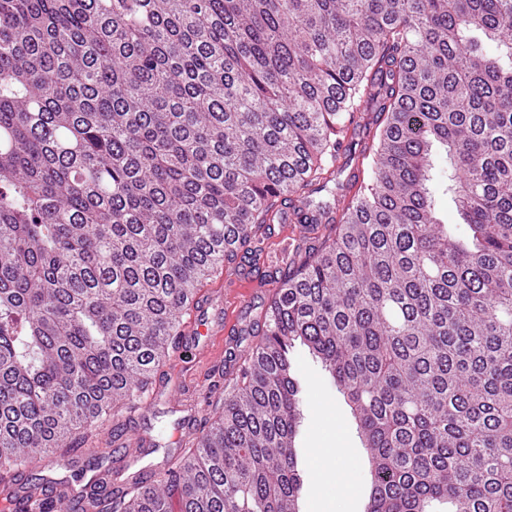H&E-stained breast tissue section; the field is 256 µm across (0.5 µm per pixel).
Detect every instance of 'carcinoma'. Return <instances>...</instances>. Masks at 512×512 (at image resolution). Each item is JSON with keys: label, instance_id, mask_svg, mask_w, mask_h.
Returning a JSON list of instances; mask_svg holds the SVG:
<instances>
[{"label": "carcinoma", "instance_id": "1", "mask_svg": "<svg viewBox=\"0 0 512 512\" xmlns=\"http://www.w3.org/2000/svg\"><path fill=\"white\" fill-rule=\"evenodd\" d=\"M284 222L199 435L74 504L31 482ZM297 342L351 407L365 512H512V0H0V490L299 512ZM300 224H273L271 235L265 241V252L260 261L262 270L283 271L288 267L298 243Z\"/></svg>", "mask_w": 512, "mask_h": 512}]
</instances>
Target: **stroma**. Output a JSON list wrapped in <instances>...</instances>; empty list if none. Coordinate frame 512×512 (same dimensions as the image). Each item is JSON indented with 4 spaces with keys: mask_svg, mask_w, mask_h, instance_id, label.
Returning <instances> with one entry per match:
<instances>
[{
    "mask_svg": "<svg viewBox=\"0 0 512 512\" xmlns=\"http://www.w3.org/2000/svg\"><path fill=\"white\" fill-rule=\"evenodd\" d=\"M299 232L296 224L272 225L260 261L263 274L230 268L207 284V291L219 289L224 293L220 315L225 324L238 328V347L251 345L250 327L274 289L266 274L285 270ZM291 362V374L302 397L301 422L295 438L303 481L299 510L364 512L369 494V462L351 409L332 374L306 346H295ZM225 373V339L221 336L208 338L201 354L192 346H181L158 370L153 382V415L145 420L135 411L121 419L126 435L143 430L154 441L153 447L144 449L141 466L152 467L177 455L178 447L171 442L175 430L209 417L211 409L204 393L211 389L216 395H223ZM340 447L348 449L350 461L336 458L334 451Z\"/></svg>",
    "mask_w": 512,
    "mask_h": 512,
    "instance_id": "1",
    "label": "stroma"
}]
</instances>
